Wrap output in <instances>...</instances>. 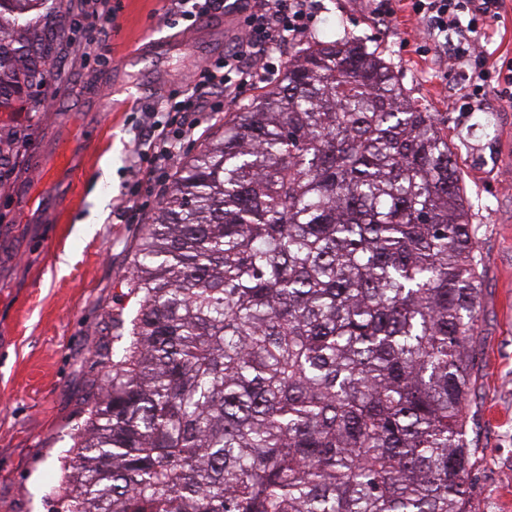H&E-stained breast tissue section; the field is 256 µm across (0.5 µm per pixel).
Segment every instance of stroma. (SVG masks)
<instances>
[{"mask_svg": "<svg viewBox=\"0 0 512 512\" xmlns=\"http://www.w3.org/2000/svg\"><path fill=\"white\" fill-rule=\"evenodd\" d=\"M112 2L103 67L73 51L85 39V0H47L52 85L23 89L0 108V134L17 147L0 163V512H56L61 460L109 370L101 351L114 320L132 311L124 290L135 244L170 188L138 174L153 154L143 110L193 87L201 63L230 49L249 8L223 0L221 11L186 21L167 0ZM370 12V0H317L306 37L357 36L448 135L480 226L477 381L467 403L469 436L482 449L474 512H512V108L491 92L475 111H458V69L440 68L422 29L402 18L379 24ZM78 132L83 152L53 178L50 156ZM26 188L56 207L18 209L14 197ZM82 224L95 225L92 238L80 236Z\"/></svg>", "mask_w": 512, "mask_h": 512, "instance_id": "35a3bbf8", "label": "stroma"}]
</instances>
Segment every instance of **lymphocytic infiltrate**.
Listing matches in <instances>:
<instances>
[{
	"mask_svg": "<svg viewBox=\"0 0 512 512\" xmlns=\"http://www.w3.org/2000/svg\"><path fill=\"white\" fill-rule=\"evenodd\" d=\"M309 0H258L257 9L243 21L231 51L213 65L204 66L198 85L174 105V116L153 122L152 142L158 157L173 159L182 140L201 126L203 113L215 111L210 101L213 90H223L236 99L242 89L264 82L276 73L273 61L281 41L301 40L312 16ZM375 15L396 18L410 11L420 22L429 41L447 44L452 61L467 65L461 102L471 110L481 102L490 82H497L500 102L512 106V59L490 67L480 52L481 43L490 41L493 29L502 22L504 0H373Z\"/></svg>",
	"mask_w": 512,
	"mask_h": 512,
	"instance_id": "lymphocytic-infiltrate-1",
	"label": "lymphocytic infiltrate"
}]
</instances>
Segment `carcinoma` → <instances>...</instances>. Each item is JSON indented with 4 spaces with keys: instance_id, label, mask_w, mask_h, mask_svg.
<instances>
[{
    "instance_id": "cac0c4a2",
    "label": "carcinoma",
    "mask_w": 512,
    "mask_h": 512,
    "mask_svg": "<svg viewBox=\"0 0 512 512\" xmlns=\"http://www.w3.org/2000/svg\"><path fill=\"white\" fill-rule=\"evenodd\" d=\"M41 21L0 29L1 103ZM478 232L390 64L301 45L145 225L57 512H472Z\"/></svg>"
}]
</instances>
